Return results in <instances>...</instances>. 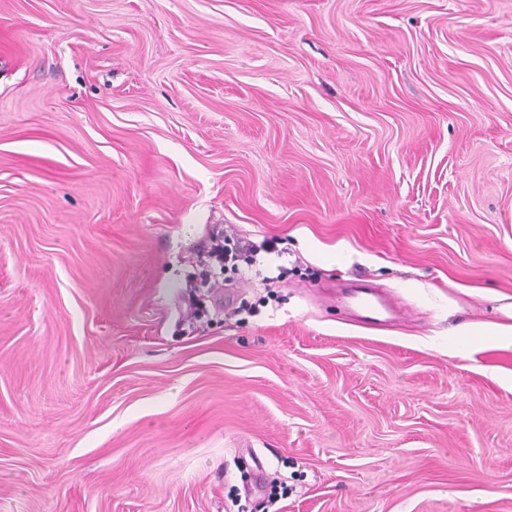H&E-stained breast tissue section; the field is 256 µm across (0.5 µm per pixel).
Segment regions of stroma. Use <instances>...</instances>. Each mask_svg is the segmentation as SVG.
I'll return each mask as SVG.
<instances>
[{
  "label": "stroma",
  "mask_w": 512,
  "mask_h": 512,
  "mask_svg": "<svg viewBox=\"0 0 512 512\" xmlns=\"http://www.w3.org/2000/svg\"><path fill=\"white\" fill-rule=\"evenodd\" d=\"M511 303L512 0H0V512H512ZM224 231H216L210 239V247L201 253L200 258H205L212 267L218 266L220 270H226L231 267L235 270L239 263L243 262L247 266H251L256 261V256L261 252L272 253L275 249V241L263 239L258 245L252 241L241 244L237 240L234 247L228 248V243L234 235L230 227ZM454 336H493V339L502 346H512V324L487 322L481 324H468L458 327Z\"/></svg>",
  "instance_id": "stroma-1"
}]
</instances>
